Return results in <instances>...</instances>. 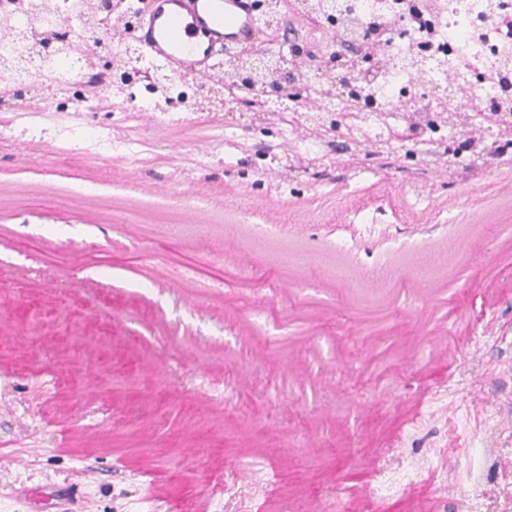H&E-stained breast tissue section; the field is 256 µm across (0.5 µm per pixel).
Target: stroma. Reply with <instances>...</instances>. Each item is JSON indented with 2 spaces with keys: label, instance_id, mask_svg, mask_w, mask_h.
Masks as SVG:
<instances>
[{
  "label": "stroma",
  "instance_id": "stroma-1",
  "mask_svg": "<svg viewBox=\"0 0 512 512\" xmlns=\"http://www.w3.org/2000/svg\"><path fill=\"white\" fill-rule=\"evenodd\" d=\"M283 12L260 48L332 51ZM108 119L139 155L0 140V512H512L511 141L450 171L316 164L237 101L42 117Z\"/></svg>",
  "mask_w": 512,
  "mask_h": 512
}]
</instances>
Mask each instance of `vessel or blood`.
I'll return each instance as SVG.
<instances>
[{
    "label": "vessel or blood",
    "mask_w": 512,
    "mask_h": 512,
    "mask_svg": "<svg viewBox=\"0 0 512 512\" xmlns=\"http://www.w3.org/2000/svg\"><path fill=\"white\" fill-rule=\"evenodd\" d=\"M253 0H149L131 35L170 70L216 71L226 52L253 44Z\"/></svg>",
    "instance_id": "obj_1"
}]
</instances>
